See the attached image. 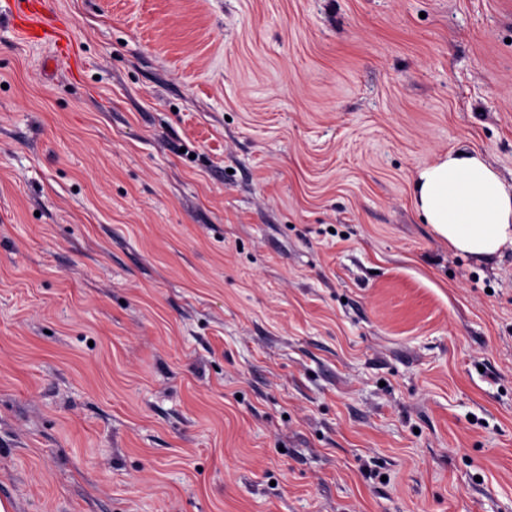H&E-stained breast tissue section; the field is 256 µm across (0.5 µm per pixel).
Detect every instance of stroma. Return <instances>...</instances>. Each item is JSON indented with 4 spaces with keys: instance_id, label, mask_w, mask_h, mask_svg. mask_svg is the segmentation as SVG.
I'll return each mask as SVG.
<instances>
[{
    "instance_id": "stroma-1",
    "label": "stroma",
    "mask_w": 512,
    "mask_h": 512,
    "mask_svg": "<svg viewBox=\"0 0 512 512\" xmlns=\"http://www.w3.org/2000/svg\"><path fill=\"white\" fill-rule=\"evenodd\" d=\"M0 13L9 512H512V0H54ZM10 19L21 40L31 44L53 45L60 53L68 52L72 31L68 24L51 20L52 0H10ZM415 187L426 224L455 251L486 259L512 246V192L479 153L449 150Z\"/></svg>"
}]
</instances>
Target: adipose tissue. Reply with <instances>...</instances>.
Masks as SVG:
<instances>
[{"mask_svg": "<svg viewBox=\"0 0 512 512\" xmlns=\"http://www.w3.org/2000/svg\"><path fill=\"white\" fill-rule=\"evenodd\" d=\"M416 203L459 253L486 259L512 245V192L479 153L452 150L420 171Z\"/></svg>", "mask_w": 512, "mask_h": 512, "instance_id": "obj_1", "label": "adipose tissue"}]
</instances>
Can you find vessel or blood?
<instances>
[{
    "instance_id": "vessel-or-blood-1",
    "label": "vessel or blood",
    "mask_w": 512,
    "mask_h": 512,
    "mask_svg": "<svg viewBox=\"0 0 512 512\" xmlns=\"http://www.w3.org/2000/svg\"><path fill=\"white\" fill-rule=\"evenodd\" d=\"M10 19L21 40L68 51L72 31L68 24L53 20V0H10Z\"/></svg>"
}]
</instances>
